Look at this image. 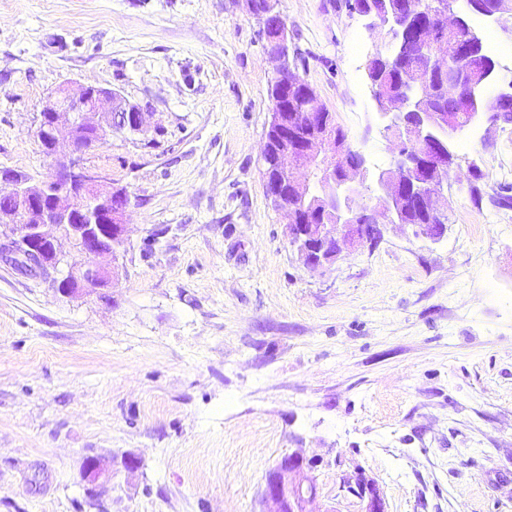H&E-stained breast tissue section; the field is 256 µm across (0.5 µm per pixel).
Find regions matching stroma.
Segmentation results:
<instances>
[{"instance_id":"1","label":"stroma","mask_w":512,"mask_h":512,"mask_svg":"<svg viewBox=\"0 0 512 512\" xmlns=\"http://www.w3.org/2000/svg\"><path fill=\"white\" fill-rule=\"evenodd\" d=\"M278 9L303 77L387 168L376 35L343 0ZM475 25L495 37L490 91L511 87L512 15ZM273 77L239 0H0V170L50 175L36 127L58 88L149 113L84 157L131 196L107 298L0 259V512H263L295 450L317 461L310 512H359L339 488L354 469L386 512H512V125L457 134L440 241L390 224L313 272L265 192Z\"/></svg>"}]
</instances>
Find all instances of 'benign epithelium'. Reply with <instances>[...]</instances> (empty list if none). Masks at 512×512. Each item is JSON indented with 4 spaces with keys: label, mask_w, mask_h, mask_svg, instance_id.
<instances>
[{
    "label": "benign epithelium",
    "mask_w": 512,
    "mask_h": 512,
    "mask_svg": "<svg viewBox=\"0 0 512 512\" xmlns=\"http://www.w3.org/2000/svg\"><path fill=\"white\" fill-rule=\"evenodd\" d=\"M470 10L487 18L512 11V0H499L486 10L480 0H472ZM348 11L362 16L366 27L378 33L387 54L402 56L412 35L415 46L431 52L447 45V38L457 34L450 50V65L441 66L448 73V94L465 90L459 108L468 113L469 124L499 122L506 108L512 109V91L490 97L487 84L496 64L478 51L482 37L469 18L439 2L436 16L439 25L429 26L413 11L372 15L361 9L356 0H348ZM291 47L288 28L280 39L265 47L267 56L278 67ZM377 112L391 132L402 129L407 140L400 141L389 168L369 170L364 156L356 152L348 156L340 152L342 142L339 125L325 120L317 112L308 113L309 123L321 128L311 137L301 138L287 113L274 112L277 143L266 142L263 151L265 190L278 207L287 211L290 222L287 234L291 245L298 247L305 266L323 269L336 262L339 239L359 247L380 237L381 226L395 223L397 205L407 194L415 203L437 216L447 213L448 197L442 173L448 158L431 159L424 154L427 129L436 124L448 127V138L459 132L448 126V118L435 112H400L397 106L383 102L378 90L370 88ZM146 113L118 92L97 85H84L76 93L60 89L40 115L37 136L46 156L54 159L53 172L33 182L14 173L0 171V187L10 202L0 205V214L11 217V225L0 236V255L11 261L23 274L49 278L65 296L99 294L118 284V255L100 245V236L108 233L125 239L127 209L112 211V182L83 163L84 155L94 150L112 132L127 128L142 131ZM334 170V192L331 206L337 213L335 224H305L288 208L284 198L310 189L317 167ZM374 189L380 203L357 208L351 197L355 191ZM446 225H414V235L438 241L444 237ZM316 460L294 451L283 456L268 472L262 497L265 512H308L307 503L317 490L308 476ZM106 470L95 457L84 460L82 479L96 485ZM341 488L359 500L360 512H385L379 486L357 470L342 479Z\"/></svg>",
    "instance_id": "obj_1"
}]
</instances>
